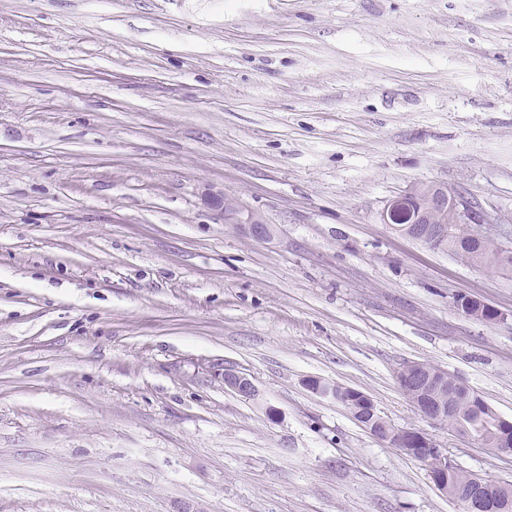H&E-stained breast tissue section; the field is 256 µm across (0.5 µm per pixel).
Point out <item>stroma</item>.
<instances>
[{
	"label": "stroma",
	"instance_id": "35a3bbf8",
	"mask_svg": "<svg viewBox=\"0 0 512 512\" xmlns=\"http://www.w3.org/2000/svg\"><path fill=\"white\" fill-rule=\"evenodd\" d=\"M421 184L512 226V0H0V512H463L309 378L512 482L396 380L512 420V273L384 224ZM397 378L410 384L412 391L406 396L425 418L433 422H439L445 418L446 405L432 401L430 394L435 389H445L446 382L454 384L455 378L445 376L438 380L434 372L423 362H411L404 365L398 372ZM224 386L249 400H258L260 392L252 379L244 372L232 367L224 368ZM306 384L312 392H314L322 397L330 398V399L336 401L337 403L341 404L342 406H344L346 409H348L349 405L340 399L342 392L346 388L354 391L358 395V397L362 398L368 404H371V406L373 408H376L374 402L367 395H365L363 392L356 390L354 388H349V387L343 388L339 385L325 383L319 379H308L306 381Z\"/></svg>",
	"mask_w": 512,
	"mask_h": 512
}]
</instances>
